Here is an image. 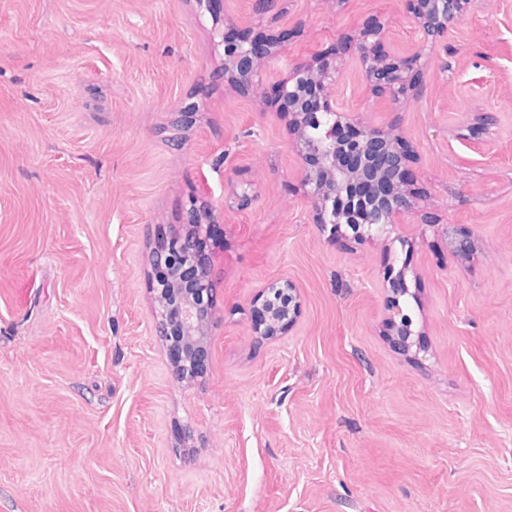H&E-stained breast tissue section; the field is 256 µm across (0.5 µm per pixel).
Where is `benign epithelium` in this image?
<instances>
[{
	"instance_id": "obj_1",
	"label": "benign epithelium",
	"mask_w": 512,
	"mask_h": 512,
	"mask_svg": "<svg viewBox=\"0 0 512 512\" xmlns=\"http://www.w3.org/2000/svg\"><path fill=\"white\" fill-rule=\"evenodd\" d=\"M419 35L414 58L384 50L382 30L366 28L350 38L363 80L377 97L399 106L415 91L420 61L440 45L449 28L471 0H411ZM213 19L217 45L224 50V81L247 91L271 82L280 115L287 119L292 147L301 170L302 197L310 204L316 223L347 246L399 239L400 218L415 205L409 177V149L397 126H368L336 101L340 70L336 58L322 56L306 64H290L286 73L270 71L279 40L252 39L234 25L223 24V0H199ZM211 207L190 209L184 228L152 254L165 279L154 285L158 335L169 358H177V377L191 382L207 355L214 320L210 255L199 249L201 234L214 227ZM433 235L451 257L462 260L473 251V241L452 224H436ZM406 267L389 276L393 294L388 323L400 348L421 351L412 339L413 320L400 303L408 294ZM260 304L250 309L251 329L262 339L283 334L299 314L294 284L277 279L265 285Z\"/></svg>"
}]
</instances>
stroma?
Listing matches in <instances>:
<instances>
[{
	"mask_svg": "<svg viewBox=\"0 0 512 512\" xmlns=\"http://www.w3.org/2000/svg\"><path fill=\"white\" fill-rule=\"evenodd\" d=\"M224 8L284 37L273 69L335 51L337 97L400 120L422 202L400 240L329 241L197 0H0V512H512V0H472L397 110L345 38L378 24L412 54L409 0ZM230 176L253 198L225 202ZM203 189L216 319L187 385L149 251ZM429 222L468 230L473 259L447 261ZM393 265L417 356L386 324ZM282 277L300 315L258 340L249 307Z\"/></svg>",
	"mask_w": 512,
	"mask_h": 512,
	"instance_id": "35a3bbf8",
	"label": "stroma"
}]
</instances>
